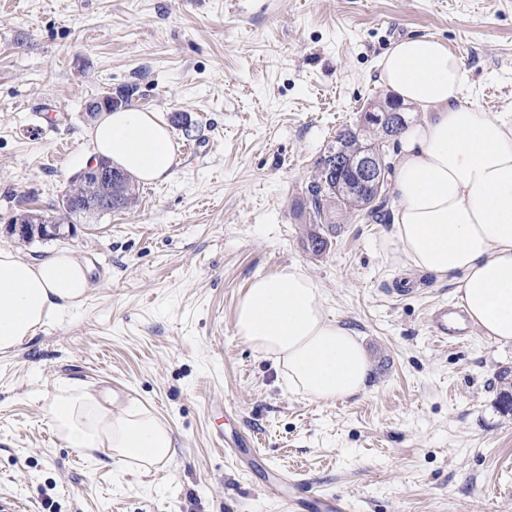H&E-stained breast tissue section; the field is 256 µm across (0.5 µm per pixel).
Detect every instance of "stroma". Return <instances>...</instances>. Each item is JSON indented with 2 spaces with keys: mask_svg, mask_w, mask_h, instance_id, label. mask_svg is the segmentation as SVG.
I'll list each match as a JSON object with an SVG mask.
<instances>
[{
  "mask_svg": "<svg viewBox=\"0 0 512 512\" xmlns=\"http://www.w3.org/2000/svg\"><path fill=\"white\" fill-rule=\"evenodd\" d=\"M434 35L461 58L465 99L512 113V0H0V247L67 249L91 268L83 303L0 353V497L30 512H283L281 472H310L351 512H512V344L428 325L456 285L381 249L391 224H342L324 252L295 210L315 163L367 99L388 97L391 44ZM181 113L197 131L169 180L81 214L65 241L5 225L50 209L85 168L88 106ZM289 267L361 338L363 393L288 391L235 333L251 280ZM136 402L172 431L164 471L67 448L49 405L64 384Z\"/></svg>",
  "mask_w": 512,
  "mask_h": 512,
  "instance_id": "35a3bbf8",
  "label": "stroma"
}]
</instances>
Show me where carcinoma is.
<instances>
[{"mask_svg": "<svg viewBox=\"0 0 512 512\" xmlns=\"http://www.w3.org/2000/svg\"><path fill=\"white\" fill-rule=\"evenodd\" d=\"M394 148L395 144L391 143L384 125L369 121L356 127L349 137L338 133L326 151H340L350 157L368 152L375 157L377 167L386 176L393 169ZM113 177V189L119 192L122 205L133 203L139 187L135 186L130 175L123 172L115 173ZM388 199L389 195L374 189L346 190L339 178L329 177L322 161H317L315 173L298 208L302 223L307 225L306 237L311 250L319 253L328 246L343 216H356L369 224L381 223L386 215Z\"/></svg>", "mask_w": 512, "mask_h": 512, "instance_id": "1", "label": "carcinoma"}]
</instances>
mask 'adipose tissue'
<instances>
[{
  "label": "adipose tissue",
  "instance_id": "1",
  "mask_svg": "<svg viewBox=\"0 0 512 512\" xmlns=\"http://www.w3.org/2000/svg\"><path fill=\"white\" fill-rule=\"evenodd\" d=\"M378 70L383 86L424 114L402 133L388 177L395 204L386 249L405 267L452 279L484 337L512 344V120L464 102L468 76L443 39H399ZM90 138L96 155L140 181L171 175L174 152L159 113H104ZM88 272L67 250L32 261L0 248V353L81 303ZM235 328L295 394L334 402L366 387L369 358L360 336L327 315L321 289L299 268L254 278ZM50 415L67 447L135 456L147 472L172 458L170 429L143 409L115 410L94 392L64 388Z\"/></svg>",
  "mask_w": 512,
  "mask_h": 512
}]
</instances>
